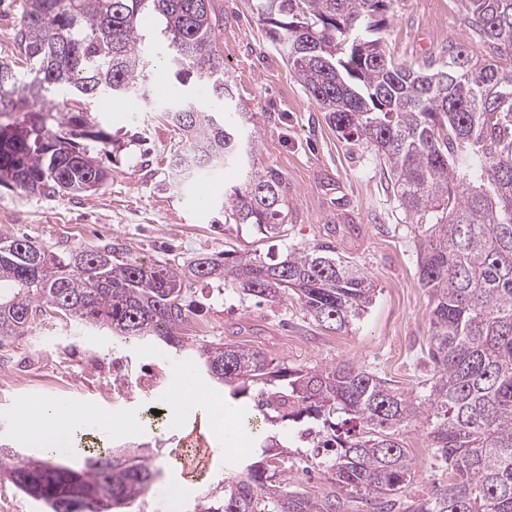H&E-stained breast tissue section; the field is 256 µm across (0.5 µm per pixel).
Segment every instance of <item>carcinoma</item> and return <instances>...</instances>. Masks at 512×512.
Wrapping results in <instances>:
<instances>
[{
    "instance_id": "obj_1",
    "label": "carcinoma",
    "mask_w": 512,
    "mask_h": 512,
    "mask_svg": "<svg viewBox=\"0 0 512 512\" xmlns=\"http://www.w3.org/2000/svg\"><path fill=\"white\" fill-rule=\"evenodd\" d=\"M394 0H254L268 40L348 139L364 140L406 216L421 229L417 274L431 295L426 392L405 397L378 375L343 363L281 367L262 351L224 342L188 346L181 329L195 313L185 283L241 291L257 302L293 295L318 325L343 332L363 318L375 288L331 246L298 247L280 261L202 254L145 268L107 243L66 251L26 239L0 240V348L52 314L107 328L118 340H156L187 349L230 396L248 397L271 422H308L302 436L334 450L330 488L312 498L272 483L271 442L243 463L224 493H202L194 512H512V0H461L472 36L489 58L449 43L448 59L415 70L387 57L374 37ZM13 37L16 59H0L15 80L0 89V186L31 194L78 195L110 178L100 164L111 137L86 133L73 98L123 97L147 104L153 69L142 19L153 13L168 42L167 73L196 80L210 96L235 98L215 45L214 0H23ZM184 143L171 154L174 188L253 156L239 124L217 119L210 101L178 97L163 109ZM285 180L250 169L224 191V223L287 232ZM428 424L433 458L448 482L405 494L415 462L400 439ZM22 459L0 468L44 512H126L159 474L150 459L94 448L73 464Z\"/></svg>"
}]
</instances>
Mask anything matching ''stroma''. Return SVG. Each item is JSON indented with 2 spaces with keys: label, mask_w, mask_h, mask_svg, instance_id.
I'll list each match as a JSON object with an SVG mask.
<instances>
[{
  "label": "stroma",
  "mask_w": 512,
  "mask_h": 512,
  "mask_svg": "<svg viewBox=\"0 0 512 512\" xmlns=\"http://www.w3.org/2000/svg\"><path fill=\"white\" fill-rule=\"evenodd\" d=\"M216 10L217 47L236 96L254 114L255 165L278 170L286 182L287 236L266 237L252 224L214 223L213 201L225 187L242 181L244 168L218 169L169 190V158L180 141L177 128L158 108L108 111L96 100L83 109L88 127L104 130L113 140L101 158L111 174L108 183L64 197L0 186V239L24 237L56 248L109 242L152 263L227 250L277 259L295 245H329L376 286L372 307L348 331L318 326L292 296L257 306L239 293L196 287L186 298L196 308L197 339L252 346L294 368L349 362L385 378L397 393L422 395L430 374L425 350L432 304L418 281L419 229L399 207L373 148L345 139L329 124L266 38L248 0H218ZM381 37L388 56L415 68L440 57L455 40L468 42L475 56L486 55L465 24L460 0H396ZM114 351L110 332L65 317L34 327L0 349V459L41 455V442L8 424L16 407L60 398L93 403L99 415L126 420L103 438V445L140 449L161 468L151 491L131 504V512H158L171 494L177 512H192L203 490L215 487L228 470L223 458L208 459L200 449L183 447L194 421L192 409L182 408L178 425L169 426L164 413L173 401L174 370L191 366L198 384L223 399L226 408L237 412L245 402L211 382L192 357L154 341L120 350L130 384L117 391ZM264 433L288 448L276 469L282 488L319 497L329 486V467L299 439L296 425L268 423ZM400 437L416 463L408 495H422L433 483L447 481V471L428 449L425 422L413 423Z\"/></svg>",
  "instance_id": "obj_1"
}]
</instances>
